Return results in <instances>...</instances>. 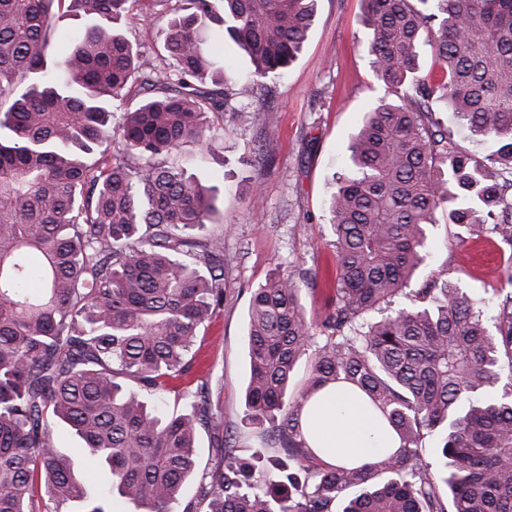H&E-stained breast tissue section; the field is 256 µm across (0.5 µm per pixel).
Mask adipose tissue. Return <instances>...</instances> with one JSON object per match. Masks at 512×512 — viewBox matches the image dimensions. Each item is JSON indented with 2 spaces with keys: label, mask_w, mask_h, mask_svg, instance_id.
<instances>
[{
  "label": "adipose tissue",
  "mask_w": 512,
  "mask_h": 512,
  "mask_svg": "<svg viewBox=\"0 0 512 512\" xmlns=\"http://www.w3.org/2000/svg\"><path fill=\"white\" fill-rule=\"evenodd\" d=\"M303 423L311 447L330 464L360 466L398 445L395 432L376 418L367 397L343 383L318 391Z\"/></svg>",
  "instance_id": "adipose-tissue-1"
}]
</instances>
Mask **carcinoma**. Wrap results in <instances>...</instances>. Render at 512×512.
<instances>
[{"mask_svg": "<svg viewBox=\"0 0 512 512\" xmlns=\"http://www.w3.org/2000/svg\"><path fill=\"white\" fill-rule=\"evenodd\" d=\"M315 2L189 0L167 24L173 67L162 71L118 24L149 19L144 0H0V512H106L57 448L58 423L108 469V494L139 512H512V291L487 323L432 271L414 306H395L438 210L512 246V0H361L385 94L326 202L335 297L314 323L293 275L254 289L245 418L271 424L269 442L247 458L221 447L198 500L180 504L199 428L224 423L209 378L176 385L224 308V239H190L215 214L213 189L159 158L210 146L212 116L227 111L207 31L219 26L262 87L300 51ZM64 4L83 25L53 61ZM426 34L437 81L420 75ZM437 100L485 144L483 158L433 120ZM115 138L120 148L88 160ZM311 349L307 385L290 397ZM340 382L392 426L395 451L353 467L320 460L303 411ZM171 392L181 407L167 412Z\"/></svg>", "mask_w": 512, "mask_h": 512, "instance_id": "1", "label": "carcinoma"}]
</instances>
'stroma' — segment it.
Listing matches in <instances>:
<instances>
[{
  "label": "stroma",
  "instance_id": "35a3bbf8",
  "mask_svg": "<svg viewBox=\"0 0 512 512\" xmlns=\"http://www.w3.org/2000/svg\"><path fill=\"white\" fill-rule=\"evenodd\" d=\"M187 6L188 0H152L150 21H122L146 63L166 67L162 29ZM360 13V0H317L296 60L283 78L262 87L249 79V58L224 40L225 102L243 116L217 126L212 150L187 145L167 158L215 186L218 213L205 232L224 237V309L201 329L194 359L195 372L210 378L224 427L201 429L199 472L217 465L220 440L245 456L266 437L244 418L253 289L276 271L307 272L301 301L313 320L324 316L334 295L335 235L326 212L332 176L346 169L351 135L384 94L364 49ZM260 99L270 105L272 116L255 111ZM256 194L263 201L259 211L252 208ZM425 266L445 270L449 281L475 300L493 301L499 291L512 290L511 247L493 236L462 238L457 227L442 221L429 228Z\"/></svg>",
  "mask_w": 512,
  "mask_h": 512
}]
</instances>
